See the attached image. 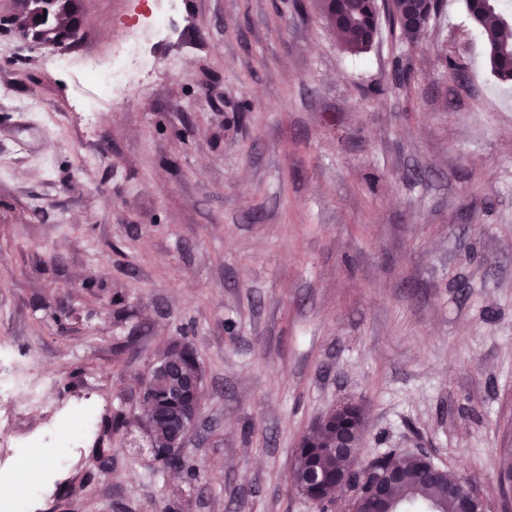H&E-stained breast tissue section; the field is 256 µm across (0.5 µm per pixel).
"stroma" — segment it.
<instances>
[{"label": "stroma", "mask_w": 512, "mask_h": 512, "mask_svg": "<svg viewBox=\"0 0 512 512\" xmlns=\"http://www.w3.org/2000/svg\"><path fill=\"white\" fill-rule=\"evenodd\" d=\"M81 4L63 71L0 0V363L35 361L62 408L20 394L0 426L98 413L41 463L39 512H318L294 450L343 403L364 459L426 453L512 512V85L463 0L414 43L381 20L360 54L316 0ZM132 35L129 87L100 96L86 64ZM175 341L204 374L180 470L137 400Z\"/></svg>", "instance_id": "35a3bbf8"}]
</instances>
